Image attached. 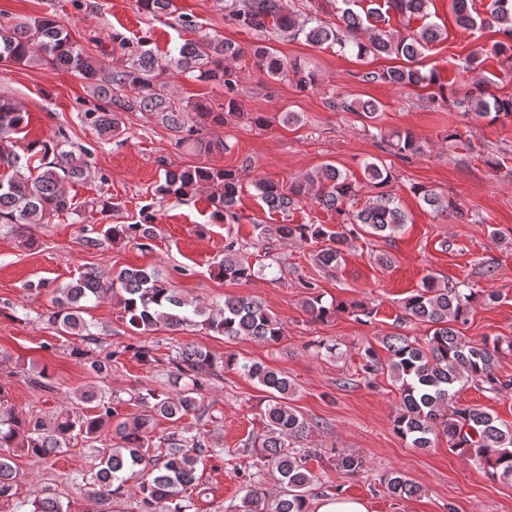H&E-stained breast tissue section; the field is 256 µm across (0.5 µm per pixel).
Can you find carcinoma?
Returning a JSON list of instances; mask_svg holds the SVG:
<instances>
[{
    "mask_svg": "<svg viewBox=\"0 0 512 512\" xmlns=\"http://www.w3.org/2000/svg\"><path fill=\"white\" fill-rule=\"evenodd\" d=\"M336 22L328 23L316 16L300 21L287 11L283 0H225L224 21L247 30L255 36L251 54L255 66L273 82L294 80L302 90L314 88L319 76L311 69L281 59L267 42L278 38L295 40L304 37L313 45L350 47L359 58L395 56L404 64L364 75L367 82H385L396 87L436 86L430 102L438 106L446 100L445 86L434 68L423 71L419 58L423 50L441 37L439 27L427 23L415 34H394L379 27L385 21L384 13L394 11L401 15L428 18L429 0H382L369 7L364 14L353 6L358 0H341ZM145 15H171L173 0H136ZM456 22L463 28H473L481 22L497 28L501 40L495 51L512 59V0H491L488 17L479 21L472 15V0H452ZM123 61L107 66L94 56L70 33L67 25L53 14L31 18L24 22L11 19L0 21V61L23 66L50 64L55 69L80 80L106 106L98 112L85 113L99 138L110 140L123 133V112H151L161 124L173 133L176 145L202 147L207 152H222L224 141L201 143L196 138L205 122L222 125L230 117H241L237 98L239 76L227 65L245 55L237 44L224 40L220 34L206 35L198 41H187L177 54L164 59L149 47V39L135 42L120 33L112 34ZM482 64L478 50L458 58L456 71L460 75L475 71ZM176 69L198 82L216 84L224 88L221 103L193 104L161 92L159 78ZM458 108L476 120H498L512 116V97L494 94L483 84L476 91L456 102ZM332 107L343 112H356L368 119L375 117L377 104L372 100H342ZM247 119L258 127L266 123L260 112H251ZM27 120L11 99L0 97V224H48L54 217L76 211L68 184L91 176L87 151L75 153L65 149L66 133L58 130L55 138L34 141L28 145L27 156L15 151V135L22 133ZM388 146L397 157L408 160L422 153L423 146L415 136L405 131L391 135ZM366 180L378 189L375 196L357 211H346L343 203L356 196V180L332 164H326L314 173L291 179L288 187L268 181H256L257 197L268 210L288 214L301 202L310 199L342 216L336 229L328 230L321 224H258L257 238L264 249H270L269 240L317 241L324 246L313 254L314 260L325 268L337 267L343 258L344 247L355 230L350 224L362 225L365 233L378 238H391L408 223L405 211L396 198L387 191L392 180L391 171L383 165L368 162L364 165ZM206 189L210 192L211 218L217 223L237 218L240 184L235 172L224 169L187 168L164 171L163 182L156 192L181 200L193 197ZM414 193L437 214L462 215L460 204L423 186L413 187ZM156 215L145 208L134 224H104L102 229L83 237L88 249H98L107 241L126 239L140 247L154 238ZM272 264L251 263L243 254V247L234 239L224 243V258L215 271L220 277L249 282L265 275ZM53 310L47 322L61 332L93 339L91 323L85 318L89 302H98L111 296L123 306L131 329L144 333L157 326L178 331L184 326H199L227 340L251 338L262 343H275L285 332L282 321L275 317L258 299L238 296L224 299V306L210 308L180 296L159 273L147 268H125L105 273L97 268L79 272L77 278L54 289ZM499 300L495 293H485L467 286L462 281L439 283L433 276L426 277L419 288L406 299L405 317L430 326L431 333L424 341L407 336H385L382 348L388 352L382 361L377 351L367 347L362 353V368L369 378L385 371L398 386L401 409L393 421L394 431L409 447H432L438 433L448 437V450L483 470L491 479L512 484V426L499 421L490 412L477 405H459L455 401L458 388L474 384L486 392L498 394L512 387V381L501 380L496 373L500 357L512 352V341L499 337H484L467 341L455 325H465L474 307ZM304 311L314 321H322L338 311L346 310L342 303L325 306L321 295H311L303 303ZM169 381L173 392H159L144 388L138 400L145 411L133 417L120 415L110 402L96 401L90 391L81 395L84 402H97L96 412L75 414L69 410L55 418H20L13 410L0 404V501L7 502L15 495L16 472L11 456L12 448H22L38 459L68 447L79 435L87 440L97 438L109 430L118 442L107 449L100 468L93 477L95 496L109 505L122 496L126 472L142 473L138 489V512H188L185 492L197 481L198 464L206 457L219 454L209 445L205 433L196 431L190 436L172 434L164 439V448L156 452L152 433L155 421L162 417L177 426L188 416L202 419L208 415L203 404L204 384L218 375L221 369H232L243 377L257 382L267 393L262 410L265 427L253 436L244 451L254 455L248 474L252 480L269 475L280 484L272 495L253 489L246 491L234 512H309L315 476L306 467L313 449L303 441L310 425L301 418L290 400L293 384L281 371L258 362L241 361L234 354L218 360L212 353L187 345L179 346L170 359ZM338 469L347 476H358L365 470L362 458L345 451L336 459ZM381 486L395 497H413L421 487L398 472H386L379 478ZM28 512H66L53 497H36L29 502Z\"/></svg>",
    "mask_w": 512,
    "mask_h": 512,
    "instance_id": "1",
    "label": "carcinoma"
}]
</instances>
